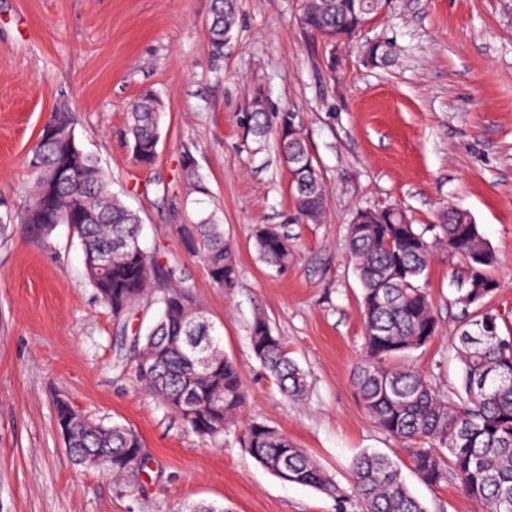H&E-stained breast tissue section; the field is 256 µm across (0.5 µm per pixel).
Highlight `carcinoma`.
Listing matches in <instances>:
<instances>
[{"instance_id": "1", "label": "carcinoma", "mask_w": 512, "mask_h": 512, "mask_svg": "<svg viewBox=\"0 0 512 512\" xmlns=\"http://www.w3.org/2000/svg\"><path fill=\"white\" fill-rule=\"evenodd\" d=\"M361 0H300L301 25L321 38L341 32L348 39L361 33ZM238 0H213L209 40L220 53L236 24ZM394 45L375 38L363 45L373 64L391 61ZM265 96L256 89L248 112V132L273 138L278 150L297 158L295 181L303 189L292 194L298 224H318L324 215L325 189L318 172L306 162L311 155L301 137L297 115L283 112L275 125L268 121ZM161 104L144 93L127 113V131L138 164L151 166L158 154ZM54 136L37 138L29 160L33 183L22 224L47 238L54 228L48 210L60 215L89 214L76 222L77 238L89 285L107 305L122 333L132 343L115 367L138 387L157 398L186 430L218 442L236 425L245 401L240 369L224 354L215 327L195 302L176 270L159 266L147 251L136 253L141 220L112 191L97 159L76 141V119L66 106L51 112ZM79 171L70 186L57 188L46 207L47 188L61 155ZM182 170L195 176L192 189L208 194L195 175L191 152L181 156ZM363 223L348 227L349 257L362 287L364 355L355 385L364 409L377 428L400 441L412 468L429 486L451 483L484 512H512V321L487 307L497 281L490 273L495 255L470 216L448 209L438 234L429 241L398 207L361 209ZM185 243L204 264L212 282L229 290L236 286V258L224 239V227L211 216L185 230ZM259 259L278 272L288 269V238L272 227L255 234ZM446 253L466 272L457 301L470 319L454 338L462 365L461 391L442 394L431 380L408 364L410 353L428 345L436 319L426 273L437 252ZM156 293L158 316L147 329H131L140 302ZM255 358L273 383L289 397L307 390L305 372L289 356L281 337L258 316L251 326ZM212 338L208 365L198 361L201 344ZM58 430L71 448L70 464L96 470L133 488L148 457L138 433L121 423L86 418L66 399L56 401ZM240 441L250 456L276 477L312 487L338 502L358 498L364 512H428L412 493L399 466L387 455L364 451L351 465V489L340 486L287 436L262 423L241 427Z\"/></svg>"}]
</instances>
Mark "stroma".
<instances>
[{
	"label": "stroma",
	"instance_id": "stroma-1",
	"mask_svg": "<svg viewBox=\"0 0 512 512\" xmlns=\"http://www.w3.org/2000/svg\"><path fill=\"white\" fill-rule=\"evenodd\" d=\"M299 0H240L222 56L209 48L211 0H0V512H184L205 501L224 512H362L280 480L241 448L235 432L210 444L112 365L129 339L87 284L66 225L49 240L20 220L30 149L50 113L66 106L75 133L143 220L141 244L175 268L241 367L240 419L288 436L350 484L353 459L376 450L399 464L428 512H481L451 484L429 486L401 442L366 415L353 383L363 353L362 291L346 234L363 208L396 206L418 229L446 208L470 215L496 255L490 307L512 316V0H388L371 28L339 47L302 28ZM396 54L368 62L364 41ZM270 115L298 113L326 187L319 224L294 221L290 174L274 143L246 135L252 92ZM162 103L158 156L140 167L126 134L144 92ZM191 151L208 195L191 192L180 160ZM224 226L238 285L224 292L185 246L203 215ZM287 234L294 254L275 275L256 255L258 227ZM458 264L427 271L437 322L412 363L443 393L459 388L452 347L463 319ZM263 316L308 373L286 398L255 359L250 326ZM141 436L148 466L135 489L67 461L58 398ZM394 45L384 38H375L363 45L364 57L373 64L385 65L391 61Z\"/></svg>",
	"mask_w": 512,
	"mask_h": 512
}]
</instances>
